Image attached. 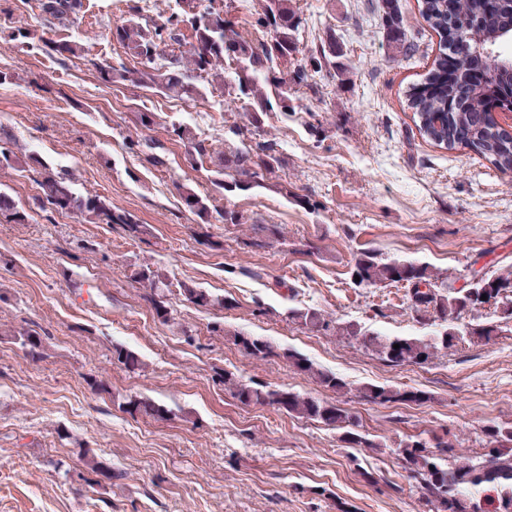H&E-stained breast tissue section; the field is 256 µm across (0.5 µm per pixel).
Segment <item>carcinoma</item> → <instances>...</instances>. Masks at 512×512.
<instances>
[{
    "label": "carcinoma",
    "instance_id": "carcinoma-1",
    "mask_svg": "<svg viewBox=\"0 0 512 512\" xmlns=\"http://www.w3.org/2000/svg\"><path fill=\"white\" fill-rule=\"evenodd\" d=\"M174 2L175 7L156 20L143 14L142 0H126L123 23L109 29V34L126 56L139 60V66L129 67L122 61H93L91 65L111 86L148 88L179 100L219 91L224 94V106L228 110L244 105L247 124L230 128L239 138V144L221 152L198 139L193 129L180 121L171 122V131L185 147L188 162L195 163L205 157L210 160L211 184L217 192L261 186L275 175L280 159L268 145L246 143L249 128H260L263 117L270 112L288 111L300 88L309 86L323 68L336 64V57L342 55L336 37L327 35L309 50L304 60L296 62L294 53L302 18L292 0H259L254 20L263 38L257 42L247 38L236 23L225 21L224 7L215 6L214 0ZM499 2L490 11L487 0H455L451 20L448 0H420L422 18L440 37L439 55L433 69L408 87L406 100L426 139L450 151L469 149L497 170L512 172V133L503 129L496 112L488 109L491 102L512 109V55L501 53L498 65L487 67L474 46L459 43L460 27L453 25L455 20L475 23L470 34L479 37L484 49L496 52L506 35L512 33V0ZM39 8L48 22L69 28L82 19L86 3L85 0H39ZM378 13L388 44L405 56L410 54L413 45L407 42L396 0H379ZM0 42L31 47L58 61L86 58L83 41L57 40L36 29L0 30ZM228 69L234 74L231 82L224 80ZM31 165L38 168L41 177L37 185L43 211L61 214L80 211L92 216L95 224L120 226L131 239H139L146 232L144 225L131 214L114 208L108 197L81 191L73 173H62L37 156L22 160L0 146V170ZM182 195L186 207L202 224L211 223L215 212L226 224L242 223V216L234 210L216 211L210 194L186 186ZM28 219L25 208L0 190V223L26 224ZM351 276L360 277L355 285L363 288L404 285L412 309L437 326V330L429 336H385L354 323H339L311 308L292 309L289 317L310 332L331 331L353 337L391 366L424 365L466 339L488 341L497 335L495 323L475 318L483 296L494 300V309H502L512 319V270L484 275L473 299L454 287L456 278L427 263L389 260L374 250L359 254ZM132 277L145 290L143 298L155 316L164 324H175L173 310L166 300L169 284L165 273L158 267L145 265L136 269ZM180 291L197 306L231 307L227 298L214 296L194 284L184 282ZM17 335L22 338L26 356L33 360L43 356V338L37 330L24 329ZM233 338L235 345L249 357L265 359L278 355L323 390L334 394L348 390L342 378L316 368L297 351L287 349L278 353L269 341L257 336L235 333ZM395 344L400 348H393ZM218 381L243 405L272 406L291 417L321 422L340 431V440L349 448L373 447L356 431L358 423L353 416L332 401L283 387L245 382L231 372L218 375ZM361 394L371 403H417L426 399L422 391L379 385H367ZM125 409L132 415L155 420H164L169 413L164 406L136 395L127 399ZM481 433L495 446L480 456L456 457L451 462L448 454L453 452V447L443 439L433 445L417 439L398 444L396 454L430 506V512H512V425L489 423L482 427ZM81 456L88 485L100 486L105 480L112 481V468L96 454L87 449ZM479 487L493 495L483 501L467 494L468 489Z\"/></svg>",
    "mask_w": 512,
    "mask_h": 512
}]
</instances>
